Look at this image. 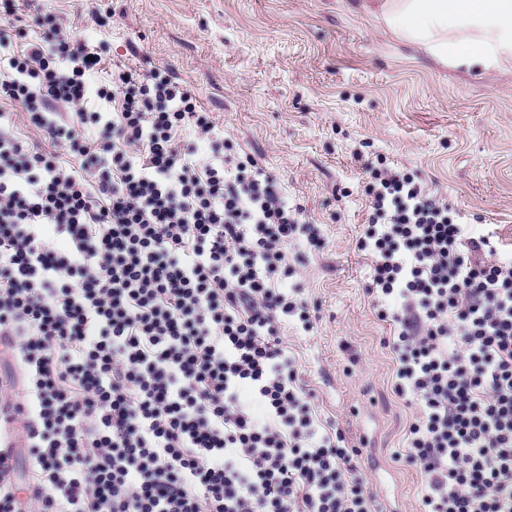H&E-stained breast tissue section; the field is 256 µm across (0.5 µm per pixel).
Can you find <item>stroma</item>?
<instances>
[{
  "instance_id": "1",
  "label": "stroma",
  "mask_w": 512,
  "mask_h": 512,
  "mask_svg": "<svg viewBox=\"0 0 512 512\" xmlns=\"http://www.w3.org/2000/svg\"><path fill=\"white\" fill-rule=\"evenodd\" d=\"M64 32L113 66L170 69L237 151L274 175L321 250L284 282L320 311L283 332L314 412L360 443L359 469L384 512H417L423 478L398 460L417 410L392 392L391 332L354 247L368 218L360 159L385 157L453 206L475 233L512 245V75L440 66L348 0H45Z\"/></svg>"
}]
</instances>
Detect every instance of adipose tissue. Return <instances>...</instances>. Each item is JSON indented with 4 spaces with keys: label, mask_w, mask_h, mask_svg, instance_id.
<instances>
[{
    "label": "adipose tissue",
    "mask_w": 512,
    "mask_h": 512,
    "mask_svg": "<svg viewBox=\"0 0 512 512\" xmlns=\"http://www.w3.org/2000/svg\"><path fill=\"white\" fill-rule=\"evenodd\" d=\"M352 9L437 64L512 73V0H354Z\"/></svg>",
    "instance_id": "ef3b65f1"
}]
</instances>
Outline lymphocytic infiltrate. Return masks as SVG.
I'll list each match as a JSON object with an SVG mask.
<instances>
[{
	"mask_svg": "<svg viewBox=\"0 0 512 512\" xmlns=\"http://www.w3.org/2000/svg\"><path fill=\"white\" fill-rule=\"evenodd\" d=\"M102 61L57 13L26 24L0 0V102L27 128L0 113V341L25 390L0 391V421L31 471L18 483L0 448V512H379L281 337L313 327L283 282L288 243L320 248L318 226L168 69L99 83ZM362 168L355 246L393 302V392L420 412V512H512V256L413 175Z\"/></svg>",
	"mask_w": 512,
	"mask_h": 512,
	"instance_id": "1",
	"label": "lymphocytic infiltrate"
}]
</instances>
